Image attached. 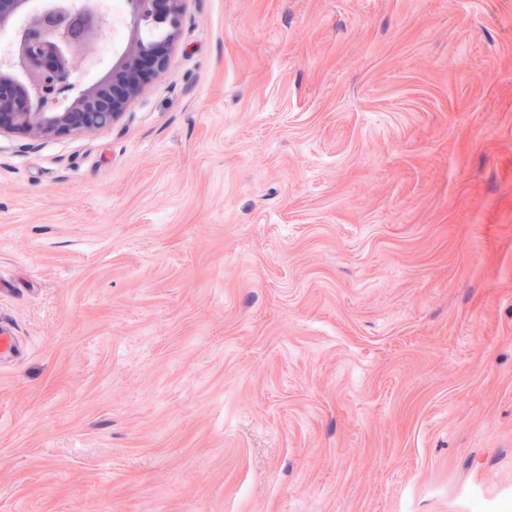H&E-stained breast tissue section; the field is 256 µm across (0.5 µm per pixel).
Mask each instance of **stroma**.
Instances as JSON below:
<instances>
[{
    "instance_id": "35a3bbf8",
    "label": "stroma",
    "mask_w": 512,
    "mask_h": 512,
    "mask_svg": "<svg viewBox=\"0 0 512 512\" xmlns=\"http://www.w3.org/2000/svg\"><path fill=\"white\" fill-rule=\"evenodd\" d=\"M2 320L0 512L512 507V0H185L0 135Z\"/></svg>"
}]
</instances>
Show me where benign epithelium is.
Segmentation results:
<instances>
[{
    "mask_svg": "<svg viewBox=\"0 0 512 512\" xmlns=\"http://www.w3.org/2000/svg\"><path fill=\"white\" fill-rule=\"evenodd\" d=\"M184 0H126L131 42L105 78L70 95L76 62L106 37L99 8L68 0L37 12L29 0H0V29L17 32L0 57L18 78L0 76V135L44 139L106 126L141 95V64L162 70L177 43Z\"/></svg>",
    "mask_w": 512,
    "mask_h": 512,
    "instance_id": "benign-epithelium-1",
    "label": "benign epithelium"
}]
</instances>
